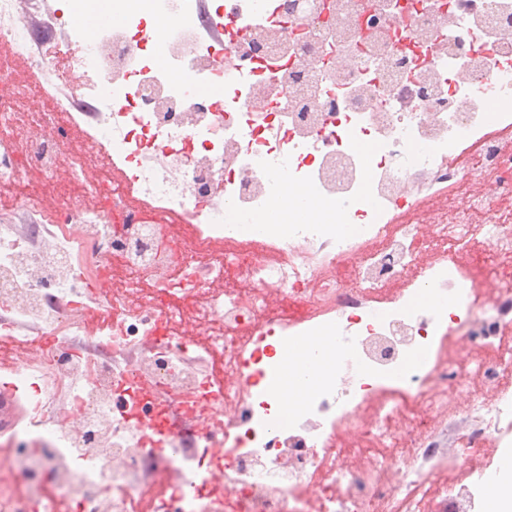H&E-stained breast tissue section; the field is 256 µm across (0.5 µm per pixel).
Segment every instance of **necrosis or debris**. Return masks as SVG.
<instances>
[{"label":"necrosis or debris","instance_id":"1","mask_svg":"<svg viewBox=\"0 0 512 512\" xmlns=\"http://www.w3.org/2000/svg\"><path fill=\"white\" fill-rule=\"evenodd\" d=\"M340 2L342 33L324 0H224L214 13L234 27L218 40L195 0H114L121 24L65 43L83 80L35 114L26 157L0 105V185L52 168L78 97L98 104L108 164L132 170L111 210L0 224V335L32 354L13 371L28 418L0 512H481L512 468V345L498 341L512 317V0ZM269 29L282 39L259 41ZM36 42L18 0H0V53L41 67ZM476 180L488 193L459 205L453 190ZM287 185L316 216L247 236ZM435 189L444 204L425 210ZM475 246L500 258L485 304L455 258ZM343 261L345 283L327 272ZM98 281L112 317L90 337L80 304ZM424 293L453 306L424 308ZM322 330L332 373L278 425L271 340ZM452 334L480 356L448 358ZM196 358L218 373L199 378Z\"/></svg>","mask_w":512,"mask_h":512}]
</instances>
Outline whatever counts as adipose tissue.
Instances as JSON below:
<instances>
[{"instance_id":"adipose-tissue-1","label":"adipose tissue","mask_w":512,"mask_h":512,"mask_svg":"<svg viewBox=\"0 0 512 512\" xmlns=\"http://www.w3.org/2000/svg\"><path fill=\"white\" fill-rule=\"evenodd\" d=\"M318 208V202L309 199L302 188L296 187L289 190L270 211L254 219L249 229L259 233L269 225L287 221L291 216L309 219ZM335 345V337L321 334L279 349L278 384L270 389L269 394L277 401L280 420H287L288 416L298 411L316 387L327 379L331 369L329 354Z\"/></svg>"}]
</instances>
